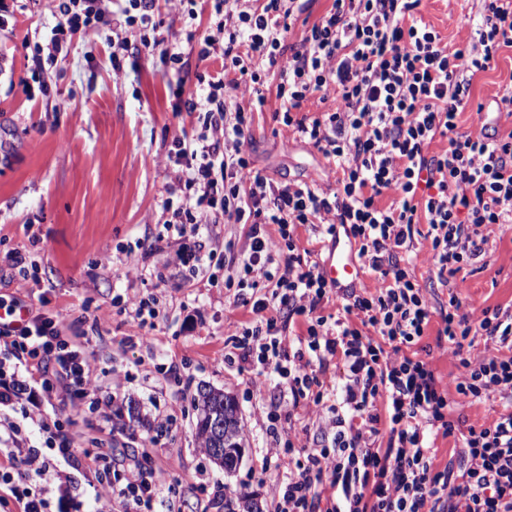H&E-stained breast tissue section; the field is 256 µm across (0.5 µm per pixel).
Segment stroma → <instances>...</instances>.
Wrapping results in <instances>:
<instances>
[{"label": "stroma", "mask_w": 512, "mask_h": 512, "mask_svg": "<svg viewBox=\"0 0 512 512\" xmlns=\"http://www.w3.org/2000/svg\"><path fill=\"white\" fill-rule=\"evenodd\" d=\"M478 7L477 0H423L421 15L455 44L468 37ZM210 13L208 0L176 11L158 0L154 11L159 34L183 46L190 93L220 68L219 61L200 60L198 44L185 42L188 31L208 26ZM58 20L56 0H22L0 23V260L25 251L39 276L24 286L0 280V296L42 308L60 320L63 335L85 336L103 386L98 397L121 417L115 429L101 431L90 402L71 411L66 430L77 463L68 470L70 483L50 478L51 496L64 498L68 512H126L121 499L102 492L96 472L147 449L164 490L158 512H224L225 499L246 493L261 512H271L270 490L281 470L266 455L267 421L251 383L271 389L276 381L224 365L225 340L250 317L236 302V288L224 284V245L243 250L247 228L201 226L211 259L177 268L165 267V252L150 251L163 230L172 140L182 131L196 134L200 124L174 116L166 82L176 74L158 58L124 57V75L113 79L112 46L101 32L75 37L65 59L44 61L43 74L33 73L32 57ZM509 84L512 51L505 49L492 69L474 77L462 130L479 131L477 104H491ZM61 98L70 106L55 110ZM246 152L255 170L282 182L308 179L324 165L270 109L255 116ZM485 233L486 253L473 272L446 285L433 272L427 242L418 243L415 274L427 294L443 302L457 296L476 315L512 305V224H493ZM107 257L105 270L100 262ZM133 263L143 274L136 284L125 276ZM130 287L154 302L151 345L139 342L136 323L118 301ZM116 378L121 388H112ZM202 384L224 390L238 405L245 445L229 476L195 436L193 397ZM169 415L173 425L162 426Z\"/></svg>", "instance_id": "1"}]
</instances>
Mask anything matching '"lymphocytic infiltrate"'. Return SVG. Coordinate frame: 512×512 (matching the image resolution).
Segmentation results:
<instances>
[{
    "label": "lymphocytic infiltrate",
    "instance_id": "obj_1",
    "mask_svg": "<svg viewBox=\"0 0 512 512\" xmlns=\"http://www.w3.org/2000/svg\"><path fill=\"white\" fill-rule=\"evenodd\" d=\"M209 2L212 25L186 39L200 42L201 59H221V69L203 92L186 93L183 76L170 87L175 116L202 113L204 126L174 138L164 191L189 196L162 222L166 263H185L189 225H247L237 299L254 317L230 338L224 363L277 376L268 422L302 408L332 414L320 447L280 454L273 512H512V310L486 307L475 320L454 296L435 307L414 273L416 237L428 242L444 282L484 254V227L512 224V131L459 126L474 76L512 49V0H482L469 37L454 48L423 21L422 0H331L296 45L288 36L310 0ZM58 10L47 43L53 58L66 52L67 37L109 14L106 0H58ZM314 97L325 108L312 114ZM272 99L292 135L332 167L334 186L317 176L279 182L252 168L245 148L254 115ZM438 138L447 148L430 152ZM389 191L392 202L380 205ZM301 224L329 236L344 231L378 286L334 297L312 251L294 241ZM330 303L332 320L323 314ZM298 318L305 332L289 339ZM436 318L438 340L461 367L445 389L415 350ZM479 334L496 352L474 362L465 343ZM92 360L40 310L21 328L1 325L0 409L15 407L32 381L71 405L91 397L99 388ZM494 393L503 410L493 420L455 417L456 398L475 403ZM23 417L43 442L27 445L19 424L6 426L0 486L21 512H52L48 488L31 478L73 463L72 440L41 413ZM440 436L462 441L458 463L435 465ZM149 460L131 458L112 489L133 512H155L161 494Z\"/></svg>",
    "mask_w": 512,
    "mask_h": 512
}]
</instances>
